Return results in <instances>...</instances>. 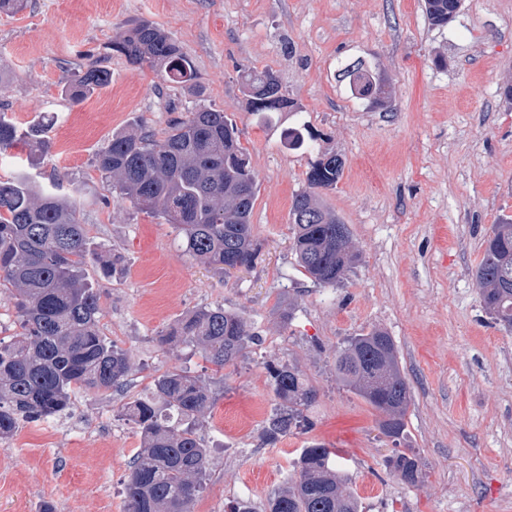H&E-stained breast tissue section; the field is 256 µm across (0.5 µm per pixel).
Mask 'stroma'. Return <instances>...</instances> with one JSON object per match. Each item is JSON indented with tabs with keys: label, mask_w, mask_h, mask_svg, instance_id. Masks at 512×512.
Wrapping results in <instances>:
<instances>
[{
	"label": "stroma",
	"mask_w": 512,
	"mask_h": 512,
	"mask_svg": "<svg viewBox=\"0 0 512 512\" xmlns=\"http://www.w3.org/2000/svg\"><path fill=\"white\" fill-rule=\"evenodd\" d=\"M137 19L180 43L202 94L115 55L109 86L80 103L66 98L86 56L104 54ZM355 59L384 82L385 105L359 102L340 81ZM247 66L273 69L299 113L257 125L241 86ZM0 71V111L48 124L52 149L33 175L63 177L93 247L113 264L110 275L99 262L87 273L101 293L103 335L134 364L125 392L77 394L71 415L0 440V512L46 502L55 512H126L141 437L121 403L175 367L215 398L193 512H229L242 499L260 510L313 442L337 450L363 512H512V331L486 312L474 277L485 236L512 217V0H462L444 27L430 23L424 0H28L0 12ZM199 104L235 121L258 179L251 222L261 252L228 275L190 261L175 225L110 197L95 166L113 131L159 133ZM298 123L315 151L282 145V129ZM322 150L345 161L323 200L361 256L337 288L303 275L291 249L292 200ZM215 304L259 337L221 376L191 347L156 341L182 314ZM374 327L393 338L410 385L405 445L426 463L414 485L388 475L395 445L379 413L336 380L337 347ZM270 360L297 365L318 390L310 427L274 445L262 439L275 405Z\"/></svg>",
	"instance_id": "35a3bbf8"
}]
</instances>
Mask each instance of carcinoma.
<instances>
[{"instance_id": "obj_1", "label": "carcinoma", "mask_w": 512, "mask_h": 512, "mask_svg": "<svg viewBox=\"0 0 512 512\" xmlns=\"http://www.w3.org/2000/svg\"><path fill=\"white\" fill-rule=\"evenodd\" d=\"M425 5L431 22L445 26L460 11L461 0H425ZM106 49L105 57L90 56L67 80L71 100L82 101L111 83L103 62L114 53L133 65H149L168 83L203 93L179 42L151 21L128 25ZM340 72L356 100L383 104L384 86L362 61L349 62ZM241 81L258 123L300 111L272 69L245 68ZM282 137L290 150L309 147L300 127L283 130ZM19 140L40 155L49 150L41 124L21 127L1 112L0 156ZM95 163L110 193L176 225L190 259L225 272L230 266L248 268L257 259L251 214L258 179L236 124L224 112L200 106L172 119L160 136L143 126L117 131ZM344 165L339 154H319L307 173L308 189L295 195L290 208L297 263L322 287L344 283L359 260L348 225L320 195L336 188ZM61 189L59 182L51 190L43 187L23 169L0 179V294L14 300L18 324L9 339L0 338L1 439L23 423L71 413L80 392L123 390L132 371L127 353L101 335L99 291L85 276L95 252L75 199ZM474 277L487 313L511 330L512 218L493 225ZM258 341L248 321L222 305L189 311L158 334L162 345L195 347L217 373ZM334 367L336 379L379 413L381 433L395 443L403 439L410 385L392 337L376 327L349 338L336 349ZM265 370L276 405L262 438L275 444L309 426L304 411L316 402L317 389L293 364L271 360ZM213 405L207 386L183 370L159 375L148 393L121 405L143 441L123 486L127 512H193L210 456L199 431ZM332 456L316 442L302 449L295 480L267 499L264 512H361ZM423 466L411 448L386 460L389 474L410 485L419 481Z\"/></svg>"}]
</instances>
